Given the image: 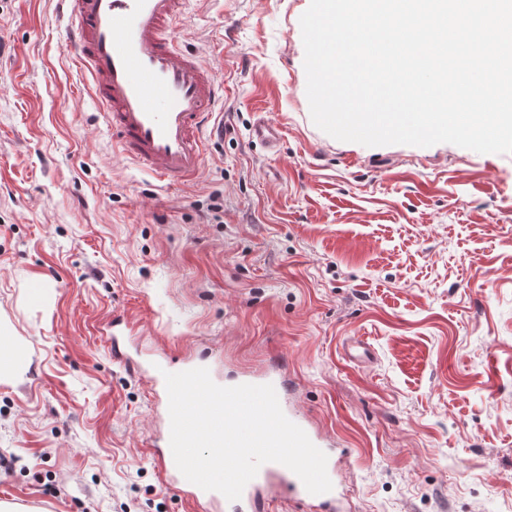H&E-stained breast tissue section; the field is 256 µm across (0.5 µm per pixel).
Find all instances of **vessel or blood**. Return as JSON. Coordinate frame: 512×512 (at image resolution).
Wrapping results in <instances>:
<instances>
[{
	"instance_id": "vessel-or-blood-1",
	"label": "vessel or blood",
	"mask_w": 512,
	"mask_h": 512,
	"mask_svg": "<svg viewBox=\"0 0 512 512\" xmlns=\"http://www.w3.org/2000/svg\"><path fill=\"white\" fill-rule=\"evenodd\" d=\"M66 18L63 45L87 78L100 104L99 117L112 134V146L166 185H178L201 169L208 143L205 131L224 105V82L173 36L185 15L186 0H63ZM254 137L270 152H278L282 128L260 121ZM290 421L302 428L328 457L330 492L310 494L299 477L282 464H263L245 486L240 499L227 501L206 491L179 472L170 448L169 433L158 440L166 484L189 501L206 503L221 512H261L257 491L286 487L294 500L317 512H344L339 478L341 449L335 448L295 412Z\"/></svg>"
}]
</instances>
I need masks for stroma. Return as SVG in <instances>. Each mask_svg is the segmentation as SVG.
<instances>
[{
	"label": "stroma",
	"instance_id": "1",
	"mask_svg": "<svg viewBox=\"0 0 512 512\" xmlns=\"http://www.w3.org/2000/svg\"><path fill=\"white\" fill-rule=\"evenodd\" d=\"M310 0H189L224 133L166 186L116 157L56 0H0V491L17 512H205L165 483L139 364L285 371L347 512H512V153L315 126ZM279 124L278 153L251 140ZM116 331L128 356L112 353ZM364 340L371 359L351 360Z\"/></svg>",
	"mask_w": 512,
	"mask_h": 512
}]
</instances>
